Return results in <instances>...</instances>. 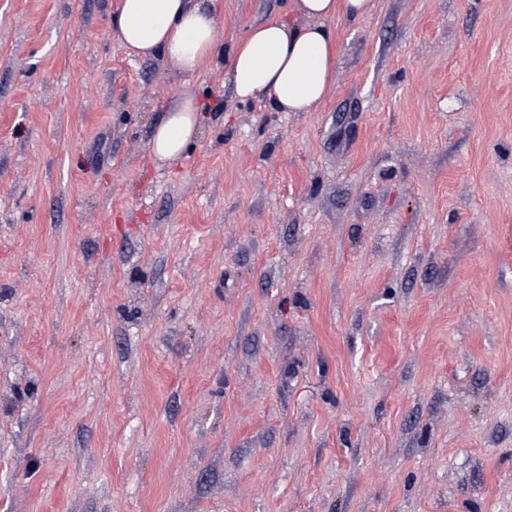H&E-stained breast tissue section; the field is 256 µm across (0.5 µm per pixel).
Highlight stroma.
<instances>
[{"instance_id": "stroma-1", "label": "stroma", "mask_w": 512, "mask_h": 512, "mask_svg": "<svg viewBox=\"0 0 512 512\" xmlns=\"http://www.w3.org/2000/svg\"><path fill=\"white\" fill-rule=\"evenodd\" d=\"M118 4L0 0V512H512V0L330 20L310 112ZM203 113L194 96H187L169 107L152 131L149 146L154 157L163 164L181 159L202 126Z\"/></svg>"}]
</instances>
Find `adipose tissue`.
I'll return each mask as SVG.
<instances>
[{
  "mask_svg": "<svg viewBox=\"0 0 512 512\" xmlns=\"http://www.w3.org/2000/svg\"><path fill=\"white\" fill-rule=\"evenodd\" d=\"M372 0H295L296 20L251 27L225 48L204 0H120L111 30L129 56H162L186 74L213 57L227 55L226 77L242 101H269L280 112H309L324 99L336 67V16L359 19ZM192 96L169 107L152 131L150 151L161 163L183 156L202 126Z\"/></svg>",
  "mask_w": 512,
  "mask_h": 512,
  "instance_id": "1",
  "label": "adipose tissue"
}]
</instances>
